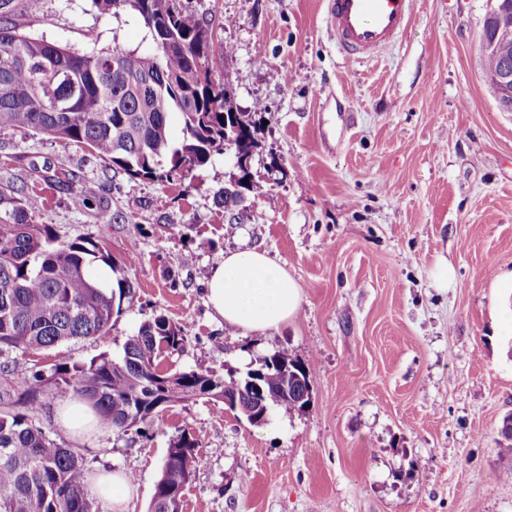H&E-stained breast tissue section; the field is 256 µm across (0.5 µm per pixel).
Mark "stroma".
I'll return each instance as SVG.
<instances>
[{"instance_id": "stroma-1", "label": "stroma", "mask_w": 512, "mask_h": 512, "mask_svg": "<svg viewBox=\"0 0 512 512\" xmlns=\"http://www.w3.org/2000/svg\"><path fill=\"white\" fill-rule=\"evenodd\" d=\"M182 2L230 46L216 75L238 110L264 107L252 161L264 193L232 224L217 202L228 154L162 184L113 173L89 148L0 130V186L39 196L36 223L137 258L135 297L106 339L0 356L116 355L158 312L185 328L166 366L225 377L280 351L305 366L311 405L256 426L201 399L145 437L108 428L77 440L53 420L71 395L55 387L39 414L46 432L85 447L94 470L135 475L126 512H148L185 430L200 463L182 512H512L501 433L512 414V112L483 78L481 50L494 0H416L403 36L357 61L336 47L327 0ZM15 21L78 54L150 46L133 15H101L92 0H41ZM253 247L302 302L279 329L244 334L210 308L206 281L228 252ZM444 262L453 281L439 288Z\"/></svg>"}]
</instances>
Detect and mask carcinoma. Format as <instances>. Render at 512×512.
Returning a JSON list of instances; mask_svg holds the SVG:
<instances>
[{
	"mask_svg": "<svg viewBox=\"0 0 512 512\" xmlns=\"http://www.w3.org/2000/svg\"><path fill=\"white\" fill-rule=\"evenodd\" d=\"M93 0L104 15L131 10L147 32L144 51L99 49L79 55L19 31L12 0H0V129L12 128L85 146L106 165L131 177L157 182L185 168L191 172L224 152V126H236L239 147L254 150L262 105L233 112L224 84L215 78L209 23L183 10L178 0ZM182 121L183 137H170L169 115ZM265 185L252 179L227 184L221 202L258 196ZM35 195L0 189V353L43 350L76 339L109 335L123 298H133L125 277L107 289L86 269L95 260L112 271L133 265L116 262L100 241L61 243L49 224L33 222ZM183 345V329L155 313L129 336L121 355L102 353L88 361H58L48 369L0 363V512H101L87 488V449L63 446L40 420L46 389L63 383L100 415L104 424L147 435L161 413L190 400L227 397L235 406L262 402L267 413L303 412L311 392L305 367L288 354L259 359L262 392L246 375L221 377L201 370L163 374V342ZM289 359L296 392H281L277 359ZM199 440L182 432L170 440L165 472L156 485L150 512H178L175 495L191 481L199 463Z\"/></svg>",
	"mask_w": 512,
	"mask_h": 512,
	"instance_id": "cac0c4a2",
	"label": "carcinoma"
}]
</instances>
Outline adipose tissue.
<instances>
[{
  "label": "adipose tissue",
  "mask_w": 512,
  "mask_h": 512,
  "mask_svg": "<svg viewBox=\"0 0 512 512\" xmlns=\"http://www.w3.org/2000/svg\"><path fill=\"white\" fill-rule=\"evenodd\" d=\"M208 300L225 324L265 332L298 311L301 289L264 251L251 248L228 253L211 269Z\"/></svg>",
  "instance_id": "ef3b65f1"
}]
</instances>
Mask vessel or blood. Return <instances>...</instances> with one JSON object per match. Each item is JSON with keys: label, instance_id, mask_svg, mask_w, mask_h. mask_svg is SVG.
I'll list each match as a JSON object with an SVG mask.
<instances>
[{"label": "vessel or blood", "instance_id": "obj_1", "mask_svg": "<svg viewBox=\"0 0 512 512\" xmlns=\"http://www.w3.org/2000/svg\"><path fill=\"white\" fill-rule=\"evenodd\" d=\"M330 28L346 59L378 54L407 29L414 0H328Z\"/></svg>", "mask_w": 512, "mask_h": 512}]
</instances>
